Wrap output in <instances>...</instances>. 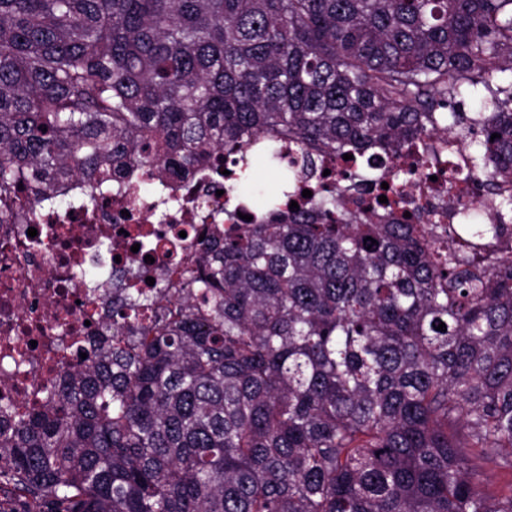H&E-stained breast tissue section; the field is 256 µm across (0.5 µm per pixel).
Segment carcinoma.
<instances>
[{"label": "carcinoma", "instance_id": "1", "mask_svg": "<svg viewBox=\"0 0 512 512\" xmlns=\"http://www.w3.org/2000/svg\"><path fill=\"white\" fill-rule=\"evenodd\" d=\"M479 85L496 111H438ZM450 136L512 214V0H0L4 220L59 178L92 200L109 170L217 153L232 203L258 159L291 190L351 155L315 209L206 243L183 287L101 291L91 356L0 403V483L57 512H512V262L433 258L340 204L378 154Z\"/></svg>", "mask_w": 512, "mask_h": 512}]
</instances>
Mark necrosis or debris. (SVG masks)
<instances>
[{
    "mask_svg": "<svg viewBox=\"0 0 512 512\" xmlns=\"http://www.w3.org/2000/svg\"><path fill=\"white\" fill-rule=\"evenodd\" d=\"M377 163L384 171L412 170L403 203L422 216L414 226L418 236H427L429 223L458 225L469 214L487 224L498 221L478 190L484 175L469 169L462 146L442 139L410 142L399 154L379 155ZM450 168L466 176V193L457 201L448 196ZM153 182L151 193L138 192L132 181L120 191L101 182L92 205L85 183L66 179L59 202L38 207L31 224H0V396L21 408L32 405L62 365L78 362L76 346L89 334L82 299L96 282H111L118 269H146L154 279L178 281L200 235L253 212L245 203L228 217L224 197L215 192L199 197L189 184L160 175ZM190 226L195 235L180 237ZM32 227L37 236H28ZM143 233L157 243L150 265L132 250Z\"/></svg>",
    "mask_w": 512,
    "mask_h": 512,
    "instance_id": "1",
    "label": "necrosis or debris"
}]
</instances>
